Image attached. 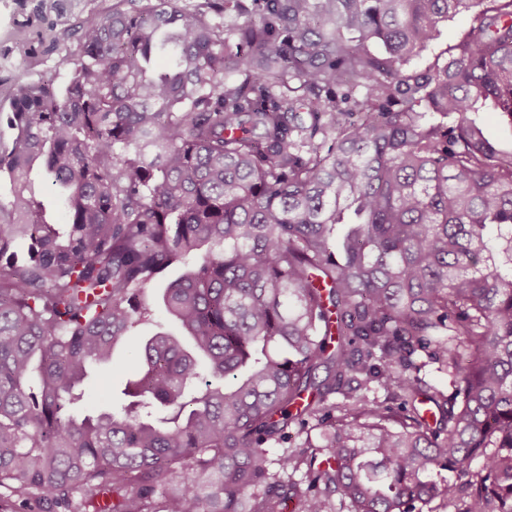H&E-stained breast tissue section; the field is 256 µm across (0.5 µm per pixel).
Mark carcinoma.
Segmentation results:
<instances>
[{"instance_id":"obj_1","label":"carcinoma","mask_w":512,"mask_h":512,"mask_svg":"<svg viewBox=\"0 0 512 512\" xmlns=\"http://www.w3.org/2000/svg\"><path fill=\"white\" fill-rule=\"evenodd\" d=\"M49 49L0 104V512H512V0H115ZM471 10H461L456 16L440 25L441 34L421 55L413 61V66L424 68L437 55L443 54L449 45L455 43L469 25ZM444 53L442 57H446ZM61 58L57 54L39 57L31 60L28 68L24 71L10 70V73L6 76L3 70L0 69V79L5 80L9 83V91L15 88V86L24 80L38 79L47 73H54L56 70L65 72V67L61 65ZM36 185L40 190V199L43 201L47 219L52 224H65L68 221V215L64 208L58 203L55 191L47 187L44 183L43 175L37 172L34 175ZM137 365L135 360L124 351H119L116 360L111 367L97 371L87 383L89 398L85 408L92 410L98 406L109 404H120L126 400L122 394L125 384L135 373ZM105 401L95 402L104 399ZM93 398V400H92Z\"/></svg>"}]
</instances>
